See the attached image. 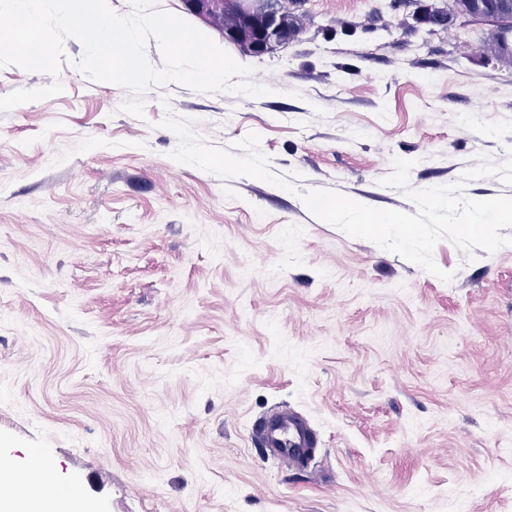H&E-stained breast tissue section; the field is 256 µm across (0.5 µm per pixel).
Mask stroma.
<instances>
[{"label": "stroma", "instance_id": "35a3bbf8", "mask_svg": "<svg viewBox=\"0 0 512 512\" xmlns=\"http://www.w3.org/2000/svg\"><path fill=\"white\" fill-rule=\"evenodd\" d=\"M385 0H300L299 34L253 56L197 28L270 95L169 84L146 118L73 68L0 113V440L43 449L84 512H512V246L443 282L314 217L298 194L170 157L166 112L274 172L415 213L416 189L512 149V66L487 26L423 28ZM288 409L317 446L267 460Z\"/></svg>", "mask_w": 512, "mask_h": 512}]
</instances>
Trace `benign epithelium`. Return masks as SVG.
Masks as SVG:
<instances>
[{"label":"benign epithelium","mask_w":512,"mask_h":512,"mask_svg":"<svg viewBox=\"0 0 512 512\" xmlns=\"http://www.w3.org/2000/svg\"><path fill=\"white\" fill-rule=\"evenodd\" d=\"M188 11L211 23L226 13L237 23L220 32L231 44L240 42L260 56L287 42L285 31L273 8V0H182ZM455 9L465 17L485 22L496 30L490 52L496 56L512 55V0H454ZM420 24L444 25L448 13L441 7H429L417 17Z\"/></svg>","instance_id":"obj_1"}]
</instances>
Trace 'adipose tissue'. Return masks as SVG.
Here are the masks:
<instances>
[{"label": "adipose tissue", "instance_id": "1", "mask_svg": "<svg viewBox=\"0 0 512 512\" xmlns=\"http://www.w3.org/2000/svg\"><path fill=\"white\" fill-rule=\"evenodd\" d=\"M41 459V454L34 450L27 456V467L18 468L8 461L0 462V512H74L80 500V493L75 488L50 499L20 496L19 486L29 475L30 465Z\"/></svg>", "mask_w": 512, "mask_h": 512}]
</instances>
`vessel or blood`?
Here are the masks:
<instances>
[{"label": "vessel or blood", "instance_id": "b4317fda", "mask_svg": "<svg viewBox=\"0 0 512 512\" xmlns=\"http://www.w3.org/2000/svg\"><path fill=\"white\" fill-rule=\"evenodd\" d=\"M258 433L262 447L274 457L298 465L308 462L317 445L307 422L285 410L264 418Z\"/></svg>", "mask_w": 512, "mask_h": 512}]
</instances>
